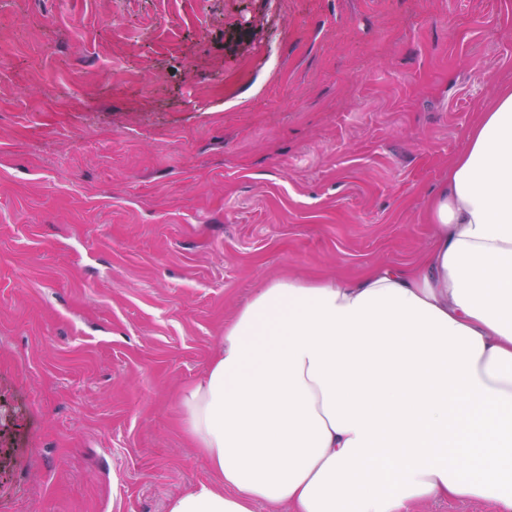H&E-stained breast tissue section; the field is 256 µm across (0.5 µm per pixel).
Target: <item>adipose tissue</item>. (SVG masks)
Listing matches in <instances>:
<instances>
[{"mask_svg": "<svg viewBox=\"0 0 512 512\" xmlns=\"http://www.w3.org/2000/svg\"><path fill=\"white\" fill-rule=\"evenodd\" d=\"M428 215L414 264L275 279L225 324L181 399L212 479L167 512H512V85ZM491 507L481 502L460 503L455 501L431 502L420 506V512H490Z\"/></svg>", "mask_w": 512, "mask_h": 512, "instance_id": "obj_1", "label": "adipose tissue"}]
</instances>
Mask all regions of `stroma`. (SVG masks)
I'll use <instances>...</instances> for the list:
<instances>
[{"label":"stroma","instance_id":"obj_1","mask_svg":"<svg viewBox=\"0 0 512 512\" xmlns=\"http://www.w3.org/2000/svg\"><path fill=\"white\" fill-rule=\"evenodd\" d=\"M1 56L0 512H167L254 292L430 249L512 0H0Z\"/></svg>","mask_w":512,"mask_h":512}]
</instances>
